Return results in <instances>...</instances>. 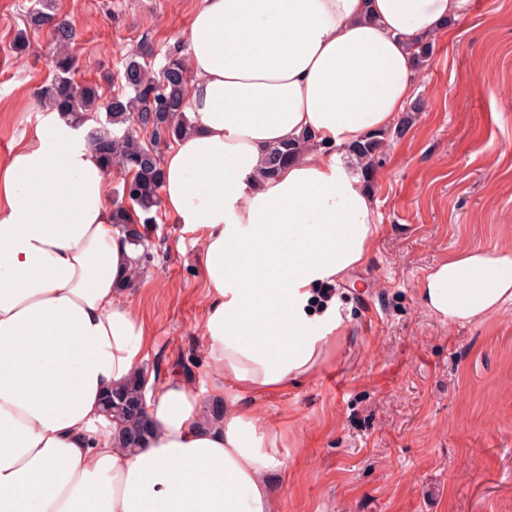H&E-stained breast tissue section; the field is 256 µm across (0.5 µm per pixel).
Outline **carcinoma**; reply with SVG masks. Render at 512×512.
Masks as SVG:
<instances>
[{"instance_id":"1","label":"carcinoma","mask_w":512,"mask_h":512,"mask_svg":"<svg viewBox=\"0 0 512 512\" xmlns=\"http://www.w3.org/2000/svg\"><path fill=\"white\" fill-rule=\"evenodd\" d=\"M44 32L56 47L55 72L44 87L41 102L83 128L84 136L100 156L107 170L122 175L121 190L113 200L112 223L121 224L134 248L145 246L144 230L157 223L162 212V150L187 129L182 103L191 81L185 47L178 42L168 47L165 63L153 70L147 63L152 50L142 47L126 57L125 89L110 99L97 84L78 83L72 78L77 59L71 51L75 31L69 20L59 15L54 0H36L24 15V28L16 38L23 51L29 35ZM434 45L420 40L414 51L415 71L430 61ZM149 137H144V134ZM390 131L371 133L348 148L360 164L366 181H371ZM299 146L284 143L267 153L261 176L272 177L293 159ZM144 379L136 376L105 396V412L120 422L116 445L139 448L149 432L145 430Z\"/></svg>"}]
</instances>
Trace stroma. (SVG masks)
I'll list each match as a JSON object with an SVG mask.
<instances>
[{
    "label": "stroma",
    "mask_w": 512,
    "mask_h": 512,
    "mask_svg": "<svg viewBox=\"0 0 512 512\" xmlns=\"http://www.w3.org/2000/svg\"><path fill=\"white\" fill-rule=\"evenodd\" d=\"M200 0H56L76 30L75 79L122 89L140 44L160 66L186 42ZM29 0H0V161L45 124L46 35L13 40ZM414 78L425 101L387 141L371 183L379 227L355 287L340 288L346 336L310 380L260 400L288 425L272 472L275 512H512V303L449 323L419 288L449 254L512 251V0H470ZM200 233L153 225L135 287L120 298L144 331L142 368L209 406Z\"/></svg>",
    "instance_id": "1"
}]
</instances>
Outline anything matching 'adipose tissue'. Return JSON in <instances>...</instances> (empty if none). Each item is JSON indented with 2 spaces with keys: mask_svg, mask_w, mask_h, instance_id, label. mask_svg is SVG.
<instances>
[{
  "mask_svg": "<svg viewBox=\"0 0 512 512\" xmlns=\"http://www.w3.org/2000/svg\"><path fill=\"white\" fill-rule=\"evenodd\" d=\"M470 0H201L188 50L191 124L161 160L162 210L203 231L206 365L224 417L181 385L147 386L152 431L116 447L105 393L140 374L143 328L118 294L136 252L112 182L54 117L0 162V512H275L287 429L258 397L312 378L346 327L336 296L366 264L375 199L348 146L414 98L415 40ZM314 139L260 181L269 147ZM442 320L512 302V252L470 248L420 288Z\"/></svg>",
  "mask_w": 512,
  "mask_h": 512,
  "instance_id": "ef3b65f1",
  "label": "adipose tissue"
}]
</instances>
